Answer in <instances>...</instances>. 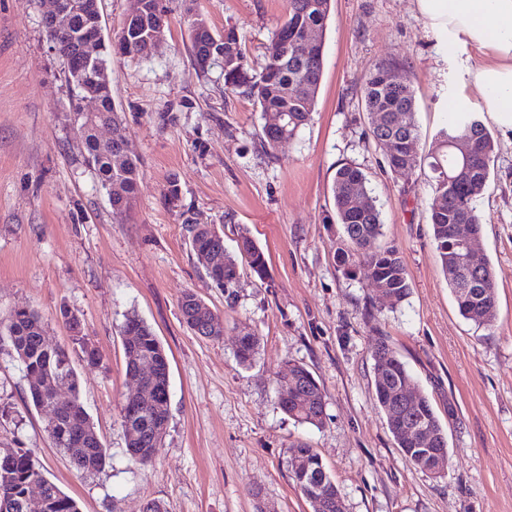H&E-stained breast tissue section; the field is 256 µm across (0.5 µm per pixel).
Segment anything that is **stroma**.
I'll use <instances>...</instances> for the list:
<instances>
[{
  "instance_id": "obj_1",
  "label": "stroma",
  "mask_w": 512,
  "mask_h": 512,
  "mask_svg": "<svg viewBox=\"0 0 512 512\" xmlns=\"http://www.w3.org/2000/svg\"><path fill=\"white\" fill-rule=\"evenodd\" d=\"M163 4L168 29L152 57L117 55L107 69L140 169L135 199L116 214L66 117L69 89L43 25L50 0H0V319L18 306L38 311L46 342L68 353L110 462L90 477L70 466L29 400L23 366L4 352L0 448L30 450L81 512H141L150 500L167 512H310L287 466L299 442L318 453L346 512H512V132L487 115L497 149L475 243L497 285L498 318L487 331L459 316L442 272L426 221L429 170H389L362 97L376 64L401 62L416 96L415 150L426 155L454 110L484 113L473 71L485 54L429 28L417 0H333L311 120L270 155L259 107L193 64L184 0ZM286 6L197 0L214 31L236 27L253 71ZM344 162L366 174L383 224L376 245L399 251L410 282L401 306L383 302L370 317L377 291L363 270L349 276L338 266V251L350 245L341 225L325 221ZM173 178L196 222L223 231L226 251L236 252L245 231L265 254V278L242 272L234 304L164 201ZM186 291L222 317V339L197 336L181 321ZM65 307L79 316L96 365L73 344ZM132 312L169 358L168 427L147 466L127 454L121 418L132 387L121 329ZM244 329L259 340L248 366L236 359ZM382 337L447 421L445 476L416 468L386 428L371 358ZM292 361L323 389L321 426L297 423L278 404L276 374Z\"/></svg>"
}]
</instances>
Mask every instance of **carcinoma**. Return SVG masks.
I'll list each match as a JSON object with an SVG mask.
<instances>
[{
    "label": "carcinoma",
    "instance_id": "1",
    "mask_svg": "<svg viewBox=\"0 0 512 512\" xmlns=\"http://www.w3.org/2000/svg\"><path fill=\"white\" fill-rule=\"evenodd\" d=\"M150 9L141 18L136 30L129 34L126 55L146 58L152 53V41L165 34L168 26L166 12L160 0H148ZM331 14V0H287L283 22L272 33L265 46V64L259 72L244 67L243 47L236 28L229 26L224 34L217 35L206 17L194 7L187 8L186 23L191 32V54L201 73L207 75L215 69L224 77V88L243 90L260 107L263 116L262 144L265 151L277 150L278 142L293 138L307 124L315 109L323 77V55L305 57L297 44L299 34L310 28L320 31L327 26ZM88 23L85 16L74 15L60 29L47 32L51 40L61 43L71 41L84 31ZM224 48V56L234 59L231 66L213 55L206 60L204 53L210 46ZM388 71L397 72L393 62L375 66L367 78L362 95L371 119L373 138L379 133L392 134L400 140L415 142L419 139L416 121L414 90L397 92L380 78ZM65 79L71 95L83 97L97 93L99 111L93 116L83 112L68 113L69 121L79 139L83 163L97 182L109 194L112 210H127L134 199L139 184V166L128 150L123 119L117 111L112 94L91 85L93 67L84 68L64 62ZM389 116L383 129H378L381 115ZM107 124L116 129L117 136L101 140L93 125ZM466 135L474 141V157L464 166L448 150V140ZM437 151L422 159L407 161L404 157L387 160L388 168L397 173L408 172L427 162L431 172V195L427 221L431 226L442 270L447 277L459 315L477 327L492 329L497 321L496 284L489 261L476 269L457 263L453 227L469 225L476 235L483 228L482 216L476 202L483 195L490 179V163L495 154L496 142L483 117L478 112H467L437 133ZM364 196L367 202L362 209L352 208L354 199ZM333 209L326 216V223L339 224L350 242L353 252H341L338 266L349 274L352 266H363L370 284L383 288L392 295V303L401 304L410 293L406 267L397 249L373 248L382 235L380 211L368 188L365 173L352 163H343L336 169L332 184ZM182 224L194 254L205 260L203 267L214 285L224 289L227 303H233L234 288L240 279V268L247 266L258 277L266 274L263 251L248 234L239 237L237 253L224 249V236L213 224H198L190 209L180 211ZM180 312L186 324H194L198 335L219 340L224 336V321L202 298L191 291L180 300ZM123 335L126 366L148 361L154 367L155 377L144 385V395L138 399L141 409L136 435L128 437V453L136 462H152L163 439L162 430L168 424L169 408L161 395V385L167 353L152 328L138 315L127 316ZM44 323L41 316L29 307L14 309L6 320L0 321V351L6 349L22 364L26 373L34 378L29 387L32 404L38 411L51 405L53 418L46 424V431L53 444L69 458L72 467L81 474L92 475L109 463V455L90 417L80 401L78 376L69 363L65 349L51 347L43 342ZM258 338L252 333L241 335L236 356L240 364L249 365L257 352ZM375 375V401L386 420L402 453L420 447L419 436L413 431L414 423L425 426L437 437L447 439L446 431L429 398L420 393L415 406L402 419L394 418L391 405L403 387L414 379L399 353L385 338L372 350ZM277 381L293 387V394L282 404V410L301 424L320 426L324 419V394L320 384L304 366L290 362L288 372L277 375ZM299 461L292 472V480L310 507V512H334L331 505L340 492L326 472L318 454L305 443L289 452L288 461ZM34 482L44 484L42 512H79L76 501L50 482L31 460L29 450L9 448L0 450V512H27L26 496Z\"/></svg>",
    "mask_w": 512,
    "mask_h": 512
}]
</instances>
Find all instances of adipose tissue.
Segmentation results:
<instances>
[{
	"instance_id": "1",
	"label": "adipose tissue",
	"mask_w": 512,
	"mask_h": 512,
	"mask_svg": "<svg viewBox=\"0 0 512 512\" xmlns=\"http://www.w3.org/2000/svg\"><path fill=\"white\" fill-rule=\"evenodd\" d=\"M427 26L466 37L490 59L473 78L488 112L512 129V0H417Z\"/></svg>"
}]
</instances>
